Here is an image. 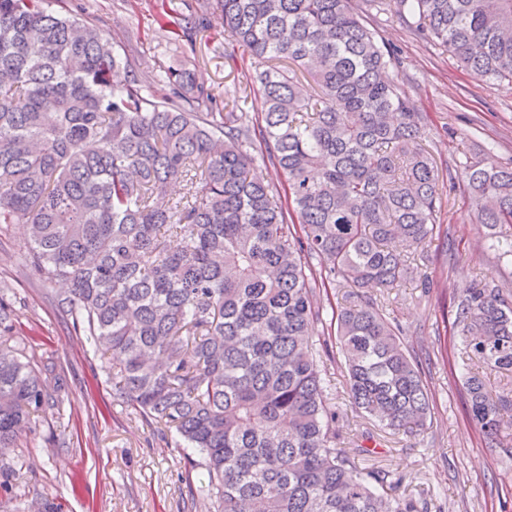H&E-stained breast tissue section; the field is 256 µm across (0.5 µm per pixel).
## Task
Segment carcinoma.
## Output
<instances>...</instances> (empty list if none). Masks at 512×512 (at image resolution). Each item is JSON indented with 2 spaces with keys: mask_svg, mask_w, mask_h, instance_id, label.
I'll use <instances>...</instances> for the list:
<instances>
[{
  "mask_svg": "<svg viewBox=\"0 0 512 512\" xmlns=\"http://www.w3.org/2000/svg\"><path fill=\"white\" fill-rule=\"evenodd\" d=\"M470 74L512 82V0H394ZM258 59L257 119L216 107L185 68L116 83L96 27L43 0H0V224H25V263L65 288L55 306L84 337L112 401L131 407L205 479L215 512H431L391 471L344 446L324 357L338 342L355 410L421 435L430 397L404 329L376 297L414 271L436 234L438 174L425 117L388 78L394 57L350 0H204ZM302 67L317 98L288 70ZM259 131L265 152L250 153ZM279 166L287 202L254 174ZM463 191L512 256V165L464 164ZM186 183L178 199L166 186ZM346 289L325 321L321 290ZM0 281V512H26L15 475L28 434L61 419L65 376L14 334ZM455 366L485 438L512 427V290L454 297Z\"/></svg>",
  "mask_w": 512,
  "mask_h": 512,
  "instance_id": "cac0c4a2",
  "label": "carcinoma"
}]
</instances>
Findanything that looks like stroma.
I'll use <instances>...</instances> for the list:
<instances>
[{
	"mask_svg": "<svg viewBox=\"0 0 512 512\" xmlns=\"http://www.w3.org/2000/svg\"><path fill=\"white\" fill-rule=\"evenodd\" d=\"M180 18L195 22L191 40L170 44L171 17L160 0H50L51 10L101 29L139 75L168 67L191 70L218 105L251 113L261 101L247 81L250 52L225 39L219 25L199 23L198 0H177ZM379 40L393 47V78L427 116L423 143L432 153L440 188L463 181L466 160L492 153L512 161V83L477 78L448 53L419 39L410 20L352 0ZM444 234L428 246L421 273L409 274L384 304L409 330L405 338L432 395V421L420 436L391 434L351 409L339 358L328 362L336 382L333 406L345 438L364 435L365 464L380 465L415 497L438 492L437 512H512V439L492 444L466 418L465 394L444 344L453 342V296L479 281L512 288V256L484 247L486 228L469 201L451 192L441 205ZM26 228L0 224V277L15 288V324L64 368L69 401L63 427L40 424L27 440L18 484L61 502L64 512H214L210 499L190 497L184 459L171 440L96 384L91 363L70 322L53 302L52 287L28 275Z\"/></svg>",
	"mask_w": 512,
	"mask_h": 512,
	"instance_id": "obj_1",
	"label": "stroma"
}]
</instances>
